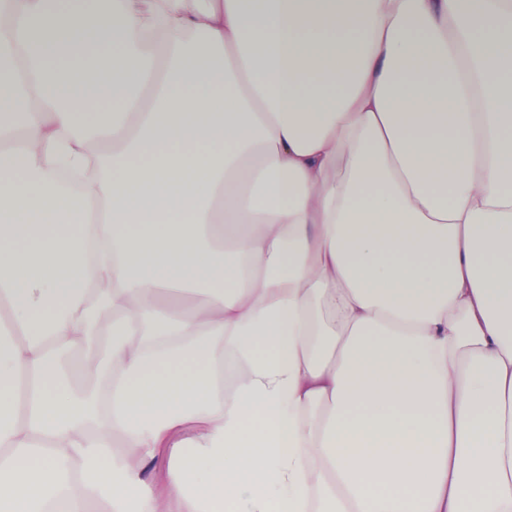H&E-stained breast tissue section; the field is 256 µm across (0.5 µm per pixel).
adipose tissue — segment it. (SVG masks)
Masks as SVG:
<instances>
[{
  "label": "adipose tissue",
  "instance_id": "obj_1",
  "mask_svg": "<svg viewBox=\"0 0 512 512\" xmlns=\"http://www.w3.org/2000/svg\"><path fill=\"white\" fill-rule=\"evenodd\" d=\"M477 2L0 0V512H512Z\"/></svg>",
  "mask_w": 512,
  "mask_h": 512
}]
</instances>
